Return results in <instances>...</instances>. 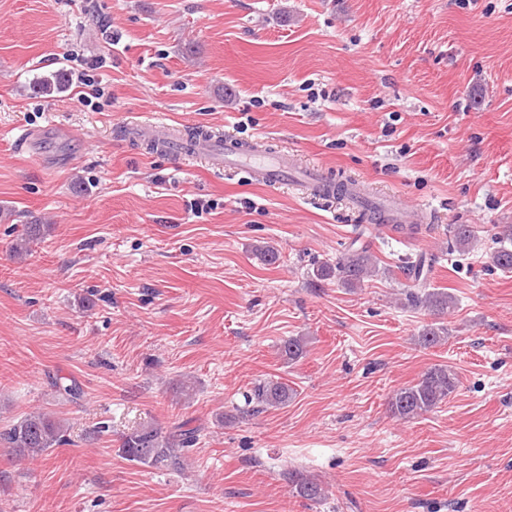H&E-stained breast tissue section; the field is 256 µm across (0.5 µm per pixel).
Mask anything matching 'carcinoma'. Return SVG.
I'll return each instance as SVG.
<instances>
[{
  "label": "carcinoma",
  "mask_w": 512,
  "mask_h": 512,
  "mask_svg": "<svg viewBox=\"0 0 512 512\" xmlns=\"http://www.w3.org/2000/svg\"><path fill=\"white\" fill-rule=\"evenodd\" d=\"M44 232L42 224H27L21 237L15 241L13 251L24 255ZM502 243L493 257L497 268L512 272V225L504 226ZM477 240L476 231L468 224H460L450 231L452 247L459 251L473 248ZM436 258L418 257L401 266L404 275L412 280L417 291L406 293V301L414 307L424 308L437 314H445L455 306L449 293L427 287V274ZM375 272L372 264L370 243L363 242L351 247L336 263L323 262L313 268L312 274L320 280L334 278L347 288H356L365 278ZM448 328L431 324L422 329L418 340L426 347L436 346L447 340ZM307 341L303 336H291L280 346L281 356L288 361L300 359L306 352ZM458 385V375L449 365H434L428 368L412 384L397 389L390 399V411L398 419L409 420L432 411L439 403L448 399ZM56 396L73 402L80 398L77 384L53 383ZM292 392L287 385L266 380L256 384L247 395L252 412L260 413L270 408L288 404ZM65 424L41 411L24 414L10 424L0 427V447L8 448L17 456L35 458L58 448L67 442ZM201 427L185 420L163 427L155 422L143 423L127 432L119 451L127 461L148 469L178 471L183 469L186 453L199 441ZM292 493L314 503L325 499L326 490L321 483L301 471L288 473Z\"/></svg>",
  "instance_id": "1"
}]
</instances>
